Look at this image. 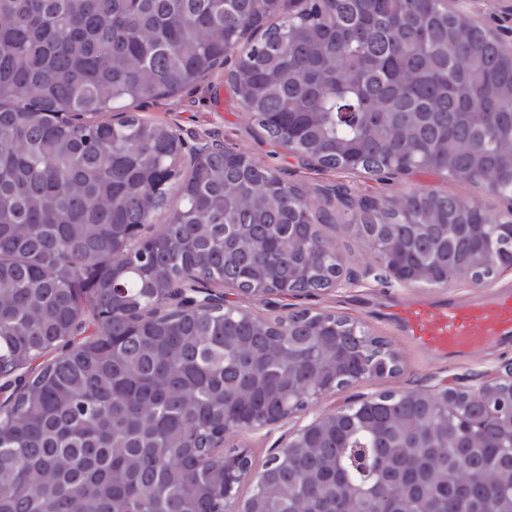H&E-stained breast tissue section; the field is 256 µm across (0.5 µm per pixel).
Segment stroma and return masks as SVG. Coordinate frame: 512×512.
Instances as JSON below:
<instances>
[{"mask_svg": "<svg viewBox=\"0 0 512 512\" xmlns=\"http://www.w3.org/2000/svg\"><path fill=\"white\" fill-rule=\"evenodd\" d=\"M454 9L493 29L499 34L504 47L512 48V0H456ZM235 60V54H228L223 66L200 80L195 87L146 103L141 109L142 115L171 126L186 142L193 143L204 137L235 150L248 151L258 163L269 167L289 184L306 191L345 185L355 197L379 200L409 190L426 189L453 192L464 200L479 202L484 210L494 214L505 213L512 207V202L431 171L370 176L323 170L307 164L270 141L248 120L225 79ZM329 211L333 221L324 225L323 233L342 258L343 287L310 296H272L261 301L249 299L228 288L224 297L231 305L269 316L285 315L304 308L349 316L362 323L372 335L390 341L392 350L401 360L402 371L394 378L361 379L346 389L327 395L316 406L273 428L238 435L236 444L248 449L258 464L282 448L291 434L321 412L384 391L436 389L444 385L467 389L478 384L484 373L500 369L512 361V343L492 347L476 356L449 358L428 352L415 342L392 314L395 307L415 300H473L503 289L512 290V272L498 274L480 285H400L389 279L379 262H365L366 245L344 229L345 209L334 202Z\"/></svg>", "mask_w": 512, "mask_h": 512, "instance_id": "stroma-1", "label": "stroma"}]
</instances>
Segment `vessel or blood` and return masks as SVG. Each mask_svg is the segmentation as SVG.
Wrapping results in <instances>:
<instances>
[{"label":"vessel or blood","mask_w":512,"mask_h":512,"mask_svg":"<svg viewBox=\"0 0 512 512\" xmlns=\"http://www.w3.org/2000/svg\"><path fill=\"white\" fill-rule=\"evenodd\" d=\"M399 319L425 349L451 356L473 355L512 341V292L489 300L421 304L403 310Z\"/></svg>","instance_id":"vessel-or-blood-1"}]
</instances>
